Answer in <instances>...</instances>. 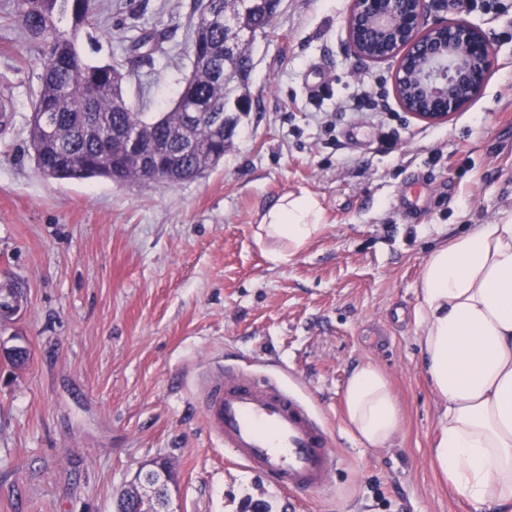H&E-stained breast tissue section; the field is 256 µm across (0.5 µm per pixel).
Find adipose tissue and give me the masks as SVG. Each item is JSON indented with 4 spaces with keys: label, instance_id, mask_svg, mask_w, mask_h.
<instances>
[{
    "label": "adipose tissue",
    "instance_id": "ef3b65f1",
    "mask_svg": "<svg viewBox=\"0 0 512 512\" xmlns=\"http://www.w3.org/2000/svg\"><path fill=\"white\" fill-rule=\"evenodd\" d=\"M323 209L303 192L279 198L261 227L288 261L323 229ZM417 325L423 368L445 406L432 460L476 512H512V214L434 249L420 278ZM352 433L387 447L401 413L386 376L361 365L344 396Z\"/></svg>",
    "mask_w": 512,
    "mask_h": 512
}]
</instances>
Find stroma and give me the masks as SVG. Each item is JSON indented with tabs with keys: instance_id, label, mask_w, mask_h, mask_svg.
<instances>
[{
	"instance_id": "obj_1",
	"label": "stroma",
	"mask_w": 512,
	"mask_h": 512,
	"mask_svg": "<svg viewBox=\"0 0 512 512\" xmlns=\"http://www.w3.org/2000/svg\"><path fill=\"white\" fill-rule=\"evenodd\" d=\"M426 24L464 17L489 36L491 78L448 122L393 93L394 62L353 55L351 0H281L253 46L250 111L206 176L167 185L53 180L28 141L43 60L0 0V512H118L139 471L166 461L174 512H475L430 449L441 404L421 365L418 284L430 252L512 211V0H427ZM107 25L80 51L116 63L128 98L166 111L189 71L194 0H102ZM169 33L153 63L129 59L131 26ZM308 191L324 229L270 261L265 208ZM30 358L11 364L5 348ZM278 380L329 427L338 463L320 493L291 492L235 463L210 435L203 383L217 364ZM379 368L403 422L391 445L351 432L352 371Z\"/></svg>"
}]
</instances>
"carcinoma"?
Here are the masks:
<instances>
[{"instance_id": "carcinoma-1", "label": "carcinoma", "mask_w": 512, "mask_h": 512, "mask_svg": "<svg viewBox=\"0 0 512 512\" xmlns=\"http://www.w3.org/2000/svg\"><path fill=\"white\" fill-rule=\"evenodd\" d=\"M239 31L234 33L235 50L224 55V20L197 16L193 38L199 54L187 51L191 63L185 86L194 107L177 98L167 112L154 116L138 110L123 91L125 74L112 64H91L77 48L81 32L105 24L98 0H13L14 18L34 49L43 57L39 88L31 100L30 145H39L36 164L52 179L105 176L96 164L99 136L113 131L126 135L152 130L155 141L167 150L169 167L178 179L164 171L153 181L182 183L201 178L224 158V131L189 116L191 110L225 111L239 100L234 89L213 76V69L229 65L239 72H251V46L257 36H266L280 6V0H232ZM166 32L141 28L128 38L124 51L140 61H153L165 53ZM124 182L144 179L137 164L115 160Z\"/></svg>"}]
</instances>
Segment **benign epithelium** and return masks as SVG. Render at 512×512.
<instances>
[{
  "mask_svg": "<svg viewBox=\"0 0 512 512\" xmlns=\"http://www.w3.org/2000/svg\"><path fill=\"white\" fill-rule=\"evenodd\" d=\"M426 0H352L346 36L363 60L396 62L394 95L403 110L426 123H442L464 110L486 87L495 64L490 39L477 24L450 18L424 24ZM122 152L153 171L157 150L134 135ZM125 499L151 503L150 512H172L170 490L161 483L135 481Z\"/></svg>",
  "mask_w": 512,
  "mask_h": 512,
  "instance_id": "obj_1",
  "label": "benign epithelium"
}]
</instances>
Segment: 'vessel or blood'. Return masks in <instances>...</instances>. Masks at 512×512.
I'll return each instance as SVG.
<instances>
[{
    "label": "vessel or blood",
    "mask_w": 512,
    "mask_h": 512,
    "mask_svg": "<svg viewBox=\"0 0 512 512\" xmlns=\"http://www.w3.org/2000/svg\"><path fill=\"white\" fill-rule=\"evenodd\" d=\"M210 430L250 470L289 490H324L337 463L327 426L268 377L225 370L205 385Z\"/></svg>",
    "instance_id": "obj_1"
}]
</instances>
